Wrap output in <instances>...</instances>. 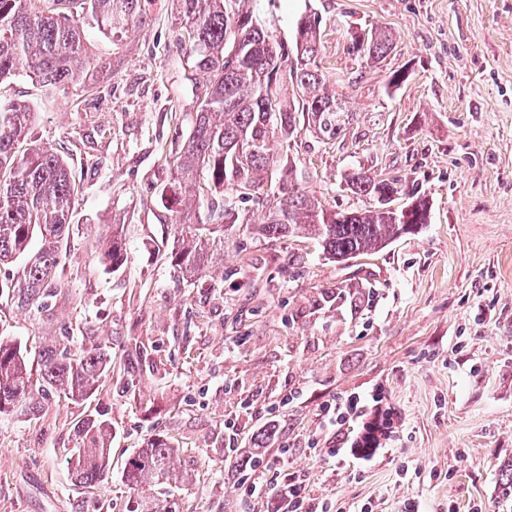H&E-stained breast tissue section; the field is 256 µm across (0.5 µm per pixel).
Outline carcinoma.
<instances>
[{
    "mask_svg": "<svg viewBox=\"0 0 512 512\" xmlns=\"http://www.w3.org/2000/svg\"><path fill=\"white\" fill-rule=\"evenodd\" d=\"M177 2L191 67L207 92L194 106L162 189L172 212L169 260L175 268L189 277L211 272L215 255L224 252V241L214 236L219 230L308 238L328 258L348 263L428 223V201L405 194L398 176H371L354 166L346 190L369 204L327 208L306 190L293 161L282 159L303 126L336 139L352 118L347 102L328 89V71L319 61V16L297 20L290 48L240 9V0ZM84 13L113 38L145 22L141 0H0V80L23 72L49 90L84 86L91 66L79 26ZM392 47L391 33L376 29L354 40L352 52L376 63ZM31 123L23 102H0V265L24 262L16 281H0V299L20 308L44 307L59 285L77 196L69 167L51 144L40 142L21 155L15 150ZM249 202L261 208L262 222L243 217L240 205ZM123 241V231L112 234L99 257L104 271L124 264ZM111 372V355L100 344L33 355L0 340V417L37 420L51 398L86 401ZM73 432L72 478L94 486L112 466V423L88 415ZM177 457L178 449L154 438L126 459L121 478L133 492L129 512H174L171 499L190 482L188 472L176 473Z\"/></svg>",
    "mask_w": 512,
    "mask_h": 512,
    "instance_id": "1",
    "label": "carcinoma"
}]
</instances>
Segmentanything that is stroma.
I'll list each match as a JSON object with an SVG mask.
<instances>
[{"instance_id": "obj_1", "label": "stroma", "mask_w": 512, "mask_h": 512, "mask_svg": "<svg viewBox=\"0 0 512 512\" xmlns=\"http://www.w3.org/2000/svg\"><path fill=\"white\" fill-rule=\"evenodd\" d=\"M294 39L321 17L320 56L353 118L327 140L302 130L289 156L333 208L353 165L398 174L430 202L429 224L378 254L336 264L306 239H226L213 272L179 278L161 199L169 155L205 87L180 44L176 0H142L144 25L122 38L81 19L92 61L85 87L51 92L20 75L0 99L33 113L30 140L66 157L77 184L64 277L46 308L0 304V338L31 351L64 336L112 348L105 386L82 403L52 401L40 419L0 418V512H128L125 458L164 437L196 481L177 512H276L246 491L248 459L302 476L337 512H512L501 470L512 461V0H244ZM391 32L379 63H359L353 28ZM407 72L387 91L394 71ZM125 265L104 272L113 225ZM292 394L288 408L279 401ZM362 396L339 435L334 400ZM112 423V467L74 482L73 426ZM374 434L362 458L351 445Z\"/></svg>"}]
</instances>
